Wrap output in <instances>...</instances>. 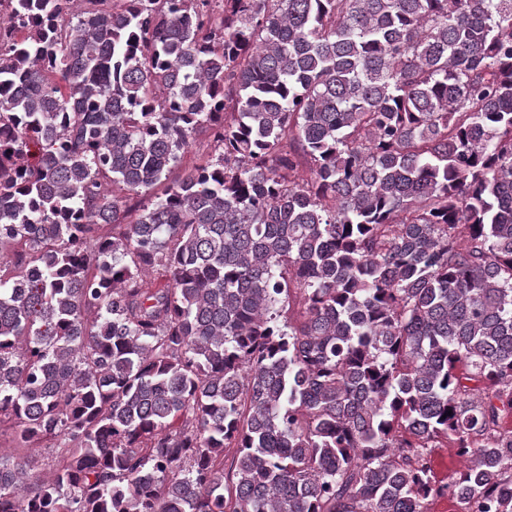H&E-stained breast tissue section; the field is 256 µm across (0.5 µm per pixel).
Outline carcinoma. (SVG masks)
Segmentation results:
<instances>
[{"label":"carcinoma","mask_w":512,"mask_h":512,"mask_svg":"<svg viewBox=\"0 0 512 512\" xmlns=\"http://www.w3.org/2000/svg\"><path fill=\"white\" fill-rule=\"evenodd\" d=\"M4 258L0 512H512V0H0ZM431 461L434 478L438 485L450 483L455 472L467 464V460L457 456L452 448H433Z\"/></svg>","instance_id":"obj_1"}]
</instances>
